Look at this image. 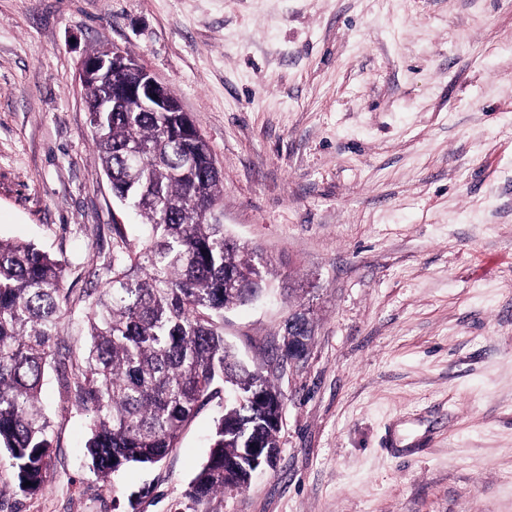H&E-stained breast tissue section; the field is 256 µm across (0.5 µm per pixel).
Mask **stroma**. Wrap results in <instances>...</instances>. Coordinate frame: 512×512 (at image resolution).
<instances>
[{
    "label": "stroma",
    "mask_w": 512,
    "mask_h": 512,
    "mask_svg": "<svg viewBox=\"0 0 512 512\" xmlns=\"http://www.w3.org/2000/svg\"><path fill=\"white\" fill-rule=\"evenodd\" d=\"M116 47L178 98L269 289L224 338L284 409L274 468L189 486L217 392L162 462L102 480L48 372L51 466L0 512H512V0H0V238L66 262L77 356L112 227L79 78ZM303 314L305 358L278 364Z\"/></svg>",
    "instance_id": "35a3bbf8"
}]
</instances>
